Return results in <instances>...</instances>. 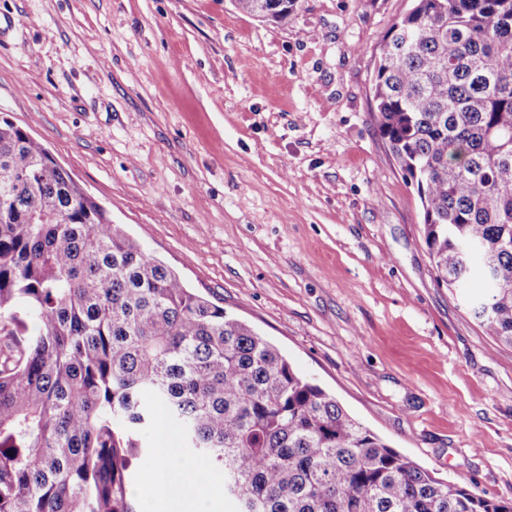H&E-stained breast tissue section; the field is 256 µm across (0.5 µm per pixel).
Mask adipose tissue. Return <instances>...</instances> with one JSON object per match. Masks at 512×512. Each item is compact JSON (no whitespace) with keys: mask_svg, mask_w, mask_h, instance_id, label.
<instances>
[{"mask_svg":"<svg viewBox=\"0 0 512 512\" xmlns=\"http://www.w3.org/2000/svg\"><path fill=\"white\" fill-rule=\"evenodd\" d=\"M211 493L194 487L170 440L157 448L144 480L143 512H209Z\"/></svg>","mask_w":512,"mask_h":512,"instance_id":"1","label":"adipose tissue"}]
</instances>
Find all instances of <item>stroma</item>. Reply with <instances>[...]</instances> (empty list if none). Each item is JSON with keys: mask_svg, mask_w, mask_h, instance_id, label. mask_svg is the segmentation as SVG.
Listing matches in <instances>:
<instances>
[{"mask_svg": "<svg viewBox=\"0 0 512 512\" xmlns=\"http://www.w3.org/2000/svg\"><path fill=\"white\" fill-rule=\"evenodd\" d=\"M411 5L298 0L270 24L233 0H0V117L362 426L512 503V347L438 284L377 127L374 45ZM150 409L137 487L180 435ZM179 459L235 512L222 471Z\"/></svg>", "mask_w": 512, "mask_h": 512, "instance_id": "35a3bbf8", "label": "stroma"}]
</instances>
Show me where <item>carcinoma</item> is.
I'll list each match as a JSON object with an SVG mask.
<instances>
[{
	"label": "carcinoma",
	"instance_id": "carcinoma-1",
	"mask_svg": "<svg viewBox=\"0 0 512 512\" xmlns=\"http://www.w3.org/2000/svg\"><path fill=\"white\" fill-rule=\"evenodd\" d=\"M236 4L282 21L297 0ZM373 97L437 282L482 279L471 312L512 346V0H413ZM150 397L238 512H512L361 427L1 118L0 512H136Z\"/></svg>",
	"mask_w": 512,
	"mask_h": 512
}]
</instances>
